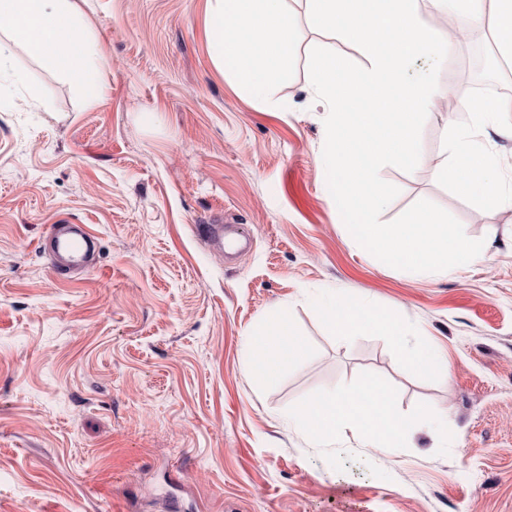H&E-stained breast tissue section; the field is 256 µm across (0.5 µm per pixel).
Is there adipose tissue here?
<instances>
[{"mask_svg": "<svg viewBox=\"0 0 512 512\" xmlns=\"http://www.w3.org/2000/svg\"><path fill=\"white\" fill-rule=\"evenodd\" d=\"M493 11H485L484 0H447L460 18L462 29L486 25L492 33L499 59L512 63V0H494ZM210 33L220 59L236 69L241 89L253 97L265 96L271 85L292 65L289 46L295 19L285 0H207ZM22 48L34 60L50 64L82 82L88 95L99 86L102 49L81 30L70 0H0V79L20 84L21 74L14 66V48ZM443 151L452 164H440L435 175L453 179L473 196L499 194L489 177V161L470 131L454 129L443 137ZM323 322L333 333L374 334L392 337L404 363L415 370L440 366L438 354L411 345L401 321L389 313H371L367 304L333 292L316 297ZM277 337L276 351H268L269 337ZM251 373L266 382L277 377L281 364L302 360L304 342L292 331L287 320L255 331ZM359 392L372 396L382 406V417L358 418L352 410L355 396L335 389L317 394L305 404L298 420L312 436L328 441L337 432L351 429L366 448H387L416 429L414 420L402 416L391 393L363 382Z\"/></svg>", "mask_w": 512, "mask_h": 512, "instance_id": "obj_1", "label": "adipose tissue"}]
</instances>
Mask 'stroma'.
Here are the masks:
<instances>
[{
  "label": "stroma",
  "instance_id": "stroma-1",
  "mask_svg": "<svg viewBox=\"0 0 512 512\" xmlns=\"http://www.w3.org/2000/svg\"><path fill=\"white\" fill-rule=\"evenodd\" d=\"M71 3L104 53L96 100L18 48L0 109V512H512V207L434 175L444 126L473 125L448 102L471 98L488 28L458 35L448 12L439 119L414 171L382 169L400 193L381 219L427 199L489 248L409 272L359 246L328 191L309 54L367 59L304 0H286L293 66L264 99L219 65L207 0ZM52 224L91 225L97 268L55 275ZM201 224L250 245L218 253ZM322 290L396 314L449 374L408 368L389 337L331 334ZM281 317L307 354L257 382L251 334ZM365 380L422 426L369 456L347 429L316 443L298 409Z\"/></svg>",
  "mask_w": 512,
  "mask_h": 512
}]
</instances>
